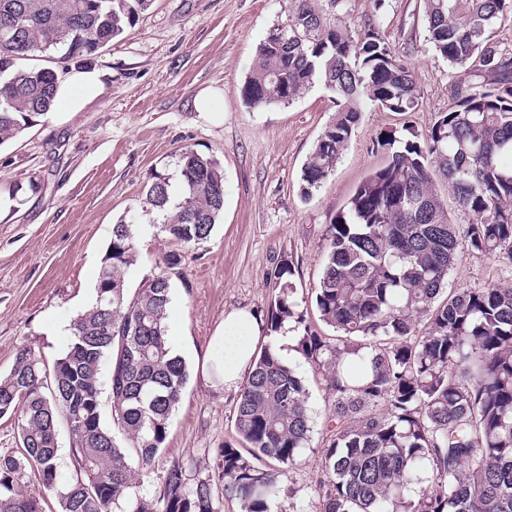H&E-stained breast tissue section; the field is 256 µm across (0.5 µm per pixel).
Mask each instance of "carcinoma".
I'll return each instance as SVG.
<instances>
[{
  "mask_svg": "<svg viewBox=\"0 0 512 512\" xmlns=\"http://www.w3.org/2000/svg\"><path fill=\"white\" fill-rule=\"evenodd\" d=\"M150 0H0V144L54 105L57 75L24 61L65 49L94 54L120 37ZM432 50L465 77L453 106L420 142L406 140L372 171L327 225L322 270L311 304L331 334L307 323L280 261L264 322L300 332L299 345L324 381L322 496L315 512H512V283L447 289L459 254L512 270V49L496 23L512 0H424ZM348 0H288V12L260 43L240 89L251 109L290 105L321 85L337 116L302 167L312 195L335 170L362 109L406 112L419 92L407 65L380 32L356 39ZM182 193L148 180L146 203L177 248L162 263L182 266L224 212V172L215 158L179 154ZM441 179L471 222H452ZM135 228L112 225L91 307L71 325L52 370L20 350L0 378V416L20 417L22 448L0 455V512H43L16 491L29 470L54 493L59 512H218L211 484L188 486L174 461L152 498L132 495L131 457L146 466L164 447L188 371L166 325L170 278L154 274L129 292ZM107 368L110 416L102 418L100 374ZM303 377L275 348L257 354L241 388L235 429L244 447L222 449L224 496L243 512H273L284 467L311 438ZM70 432L74 473H57V407ZM431 472L418 499L410 485Z\"/></svg>",
  "mask_w": 512,
  "mask_h": 512,
  "instance_id": "cac0c4a2",
  "label": "carcinoma"
}]
</instances>
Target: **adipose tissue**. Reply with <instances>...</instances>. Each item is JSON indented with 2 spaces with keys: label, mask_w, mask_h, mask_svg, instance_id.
I'll list each match as a JSON object with an SVG mask.
<instances>
[{
  "label": "adipose tissue",
  "mask_w": 512,
  "mask_h": 512,
  "mask_svg": "<svg viewBox=\"0 0 512 512\" xmlns=\"http://www.w3.org/2000/svg\"><path fill=\"white\" fill-rule=\"evenodd\" d=\"M106 77V72L95 65L75 63L69 66L57 79L56 102L61 111H83L103 94ZM264 332V322L251 311H225L224 323L217 333L224 343V361L218 370L224 391L240 390Z\"/></svg>",
  "instance_id": "adipose-tissue-1"
}]
</instances>
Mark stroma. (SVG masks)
I'll list each match as a JSON object with an SVG mask.
<instances>
[{
  "label": "stroma",
  "instance_id": "35a3bbf8",
  "mask_svg": "<svg viewBox=\"0 0 512 512\" xmlns=\"http://www.w3.org/2000/svg\"><path fill=\"white\" fill-rule=\"evenodd\" d=\"M287 9L288 0H151L123 35L92 55L109 72L100 98L81 112L39 116L19 140L0 146V196L12 201L0 213V375L24 348L48 364L62 355L73 320L95 297L113 225L139 229L128 288L159 273L172 242L145 205L150 174L174 178L186 148L223 167L224 216L171 277L168 336L189 380L163 450L136 470L142 496H153L177 461L189 481L210 482L220 512H241L238 500L224 495L220 457L237 439V395L207 380L224 357L213 338L225 311L263 315L273 295L268 274L283 259L292 264L297 295L314 288L327 224L388 158L378 139L394 130L425 133L452 105L455 71L428 49L424 0H350L351 32L378 28L412 71L420 98L404 114L365 105L334 173L304 195L302 166L336 115L333 93L317 86L293 104L260 110L247 108L239 94L259 44ZM207 89L214 109L197 111L195 100ZM506 277L495 260L463 253L448 286ZM287 351V363L307 381L312 438L275 508L312 512L329 403L298 344Z\"/></svg>",
  "mask_w": 512,
  "mask_h": 512
}]
</instances>
